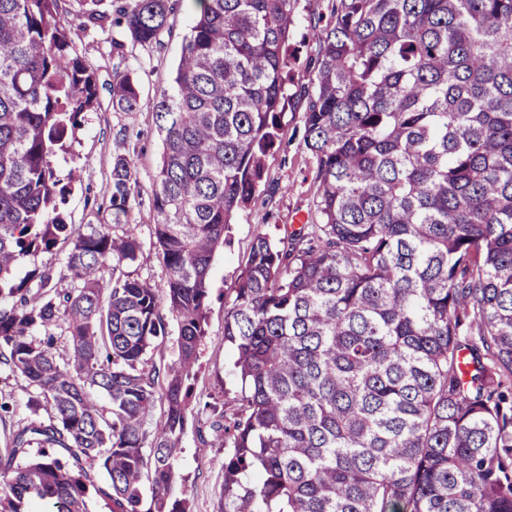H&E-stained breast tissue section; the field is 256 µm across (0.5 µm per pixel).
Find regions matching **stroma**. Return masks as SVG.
Segmentation results:
<instances>
[{"instance_id": "35a3bbf8", "label": "stroma", "mask_w": 512, "mask_h": 512, "mask_svg": "<svg viewBox=\"0 0 512 512\" xmlns=\"http://www.w3.org/2000/svg\"><path fill=\"white\" fill-rule=\"evenodd\" d=\"M335 0H294V20L288 42V84L290 98L281 116L280 145L266 159L265 174L256 197L247 210L238 214L228 243L215 251L210 266V298L207 310V336L192 382L193 394L202 402L194 410L181 437L179 477L173 486L176 496L187 498L191 512H220L224 486V434L214 430L213 409H227L240 383L232 372V354L224 342V304L232 298L235 279L249 255L253 239L260 234L276 239L311 223L318 190L314 181L315 161L303 141V116L308 106L304 89L311 84V56L317 36L333 19ZM193 6L184 0L170 20L171 31L163 35L162 47L126 44L124 57L112 53V39L123 38L122 29L111 35L84 33L77 12L64 17L77 52L97 75L98 95L94 111L85 113L81 126L68 142L67 151L58 153L53 165L60 178L77 172L72 182L66 212L75 225L108 224L112 221L108 180L113 156L131 155L135 161V185L127 220L141 243V252L127 271L131 277L164 285L167 271L153 235L152 193L160 164L161 144L150 106L167 88L178 62L184 37L189 32ZM136 78L142 111L119 112L112 107V85L124 75ZM70 244L58 242L48 250L25 257L17 268L15 281L29 279L30 271L50 272L53 278L67 273ZM33 389L19 378L0 373V401L9 402L14 415L8 424L0 423V454L13 428L31 419L29 400ZM208 446H201L200 437Z\"/></svg>"}]
</instances>
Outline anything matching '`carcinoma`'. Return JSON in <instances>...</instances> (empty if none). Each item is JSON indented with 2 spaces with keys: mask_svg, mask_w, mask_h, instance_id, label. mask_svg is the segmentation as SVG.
Returning a JSON list of instances; mask_svg holds the SVG:
<instances>
[{
  "mask_svg": "<svg viewBox=\"0 0 512 512\" xmlns=\"http://www.w3.org/2000/svg\"><path fill=\"white\" fill-rule=\"evenodd\" d=\"M181 2L0 0V371L51 409L10 434L0 512H85L96 471L110 512H190L172 488L210 264L279 137L293 0H197L151 104L154 235L178 324L166 367L148 357L168 336L158 287L122 271L137 235L68 223L52 163L97 99L66 5L87 33L123 25L160 46ZM314 53L316 223L257 235L224 308L241 386L221 512H512V0H338ZM112 105L142 110L133 77ZM133 178V159L113 157L116 225ZM61 238L67 287L14 282Z\"/></svg>",
  "mask_w": 512,
  "mask_h": 512,
  "instance_id": "carcinoma-1",
  "label": "carcinoma"
}]
</instances>
